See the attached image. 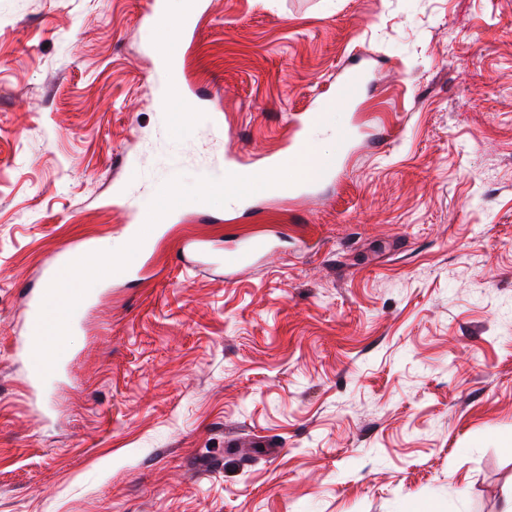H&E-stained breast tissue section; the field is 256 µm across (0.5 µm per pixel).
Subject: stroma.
Instances as JSON below:
<instances>
[{"label": "stroma", "instance_id": "35a3bbf8", "mask_svg": "<svg viewBox=\"0 0 512 512\" xmlns=\"http://www.w3.org/2000/svg\"><path fill=\"white\" fill-rule=\"evenodd\" d=\"M147 0H0V512H503L512 500V0H207L178 47L194 110L166 204L367 67L361 135L312 197L255 191L171 224L96 287L36 398L23 284L119 240L118 157L161 160ZM278 239L232 279L175 259Z\"/></svg>", "mask_w": 512, "mask_h": 512}]
</instances>
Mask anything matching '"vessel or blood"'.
Listing matches in <instances>:
<instances>
[{"mask_svg": "<svg viewBox=\"0 0 512 512\" xmlns=\"http://www.w3.org/2000/svg\"><path fill=\"white\" fill-rule=\"evenodd\" d=\"M140 21L151 28L166 32L169 41L174 45L187 35L191 27L187 21L172 23L164 9L163 0H149ZM364 80L363 72L351 70L342 79L333 100H313L307 111L294 115L292 128L295 136L290 153L304 155L310 147L309 132L321 121L330 103L347 105L354 102ZM154 81L156 88L166 90L173 97L181 98L187 94L175 58L161 59ZM120 165L125 178L115 189L112 206L127 215L124 232L129 240V247L121 253L99 250L101 278L108 283L125 282L138 276L139 266L150 252L144 229L155 221L153 215L139 212L127 195L128 185L135 182L142 171V161L124 155L120 158ZM338 173V167L331 164L321 174L305 183L291 181L273 185L269 195L278 198L297 194L303 189L312 191L319 184L334 179ZM271 248V240L265 238L249 242L235 253L223 256L212 252L205 241L188 239L181 244L177 259L181 264L190 265L193 264L195 257L200 256L208 263L222 264L232 269L245 265L255 254L269 251ZM89 250V243L73 242L45 259L41 285L28 296L29 321L25 336L18 342L20 351H28L32 344L37 343L51 350L55 365L62 368L71 365L73 355L67 343V336L81 322L90 298L77 274V269L85 263Z\"/></svg>", "mask_w": 512, "mask_h": 512, "instance_id": "1", "label": "vessel or blood"}]
</instances>
